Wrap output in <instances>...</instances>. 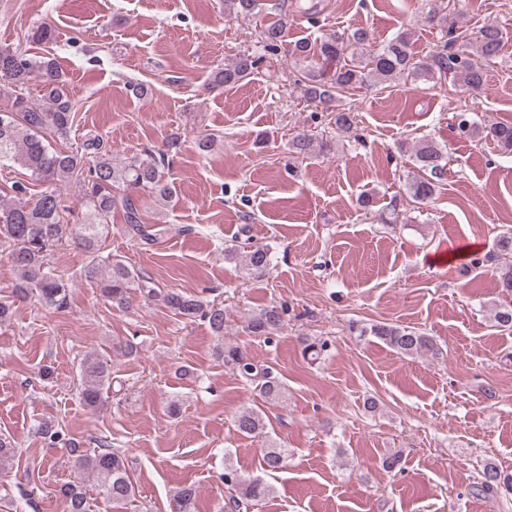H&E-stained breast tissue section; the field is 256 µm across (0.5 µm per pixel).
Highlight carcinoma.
Masks as SVG:
<instances>
[{
  "label": "carcinoma",
  "mask_w": 512,
  "mask_h": 512,
  "mask_svg": "<svg viewBox=\"0 0 512 512\" xmlns=\"http://www.w3.org/2000/svg\"><path fill=\"white\" fill-rule=\"evenodd\" d=\"M236 15L250 17L258 8L257 0H226ZM455 0H446L445 13L438 18L443 26L442 44L428 55L419 57L410 37L401 33L382 45L370 42L367 30L358 28L349 35L325 34L313 39L307 37L294 43L289 51L297 78L296 87L304 99L323 106L325 111L355 89L391 82L396 78H446L451 83L476 91L482 88L487 66L497 59L504 46V32L496 25L481 27L474 38L457 32L453 11ZM288 18L261 27V50L275 54L283 44ZM264 56L243 52L217 69L209 84L229 86L239 84L258 71ZM42 85L46 104H32L18 90L31 79ZM0 98L7 107L0 108V167L19 166L30 177L46 184L34 201L26 199L28 187L20 182L12 189L15 199L0 202V247L9 250L15 266L21 271L17 285L19 297L36 291L44 306L64 309L69 301L68 278L52 268L50 252L66 239L72 240L88 253L91 260L84 270L86 279L99 288L112 306L123 309L129 304V290L137 285L144 297L158 300L177 315L192 319L201 316L208 320L215 335L224 336V307L201 299L175 293H165L153 286L151 278L129 267L121 260L100 254V243L107 237L108 219L112 209L123 208L127 232L141 245H152L162 233L159 227H150L141 220L139 191L149 189L155 201L166 202L172 188L165 180L166 154L146 148L124 158L117 164L112 160V146L107 139L86 137L76 148H58V143L69 141L75 121V103L66 92L63 75L55 59L26 58L0 48ZM452 126L462 133L485 132V137L504 150L512 151V125L492 124L482 129L475 126L472 113L458 106L451 117ZM336 130L349 133L356 127L354 108L336 109ZM314 137L300 133L291 143L293 152L306 155L313 147ZM413 162L416 174L408 183V195L416 202L431 200L438 185L444 180L448 165L444 149L427 138L414 145ZM76 180L82 184L81 217L62 205L55 185ZM123 186L126 193L118 198L112 193L115 186ZM270 264V251L262 245H253L245 251L246 275L263 274ZM501 292L508 299L501 302L495 314L497 326L512 329V266L499 271ZM283 311L269 305L251 315L247 328L256 336L270 341L282 326ZM360 336L373 337L392 350L405 356L427 351L434 356L442 354L433 338L408 327L376 323L360 329ZM224 366L235 372L243 382L258 389L265 401L283 397L284 385L273 369L250 358L242 348L225 342L217 349ZM80 397L83 404L98 409L105 401L104 393L112 384V365L97 353H87L79 364ZM238 431L247 436L265 434L267 423L263 412L249 408L235 417ZM288 461V449L274 445L263 449L264 468L277 471ZM75 465L93 475L102 495L112 506L127 509L136 502V488L126 459L119 453L105 449L92 454H80ZM224 485L229 491L224 503L226 512H241L271 494L272 488L260 478L245 479L237 470L224 469ZM474 489L486 499L512 493V473L487 463L479 473ZM67 512H90L84 488L68 484L62 488ZM196 491L192 487L178 490L172 503V512H195Z\"/></svg>",
  "instance_id": "carcinoma-1"
}]
</instances>
